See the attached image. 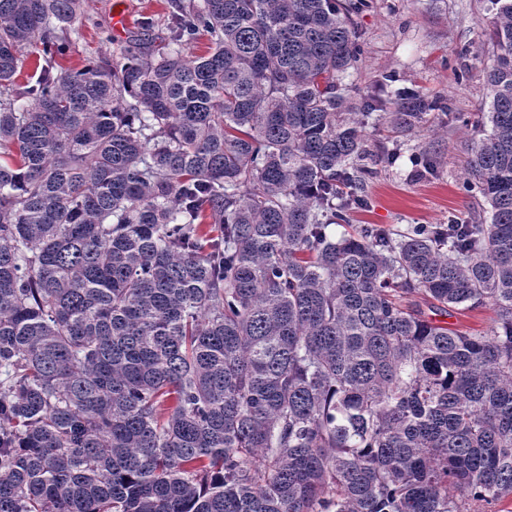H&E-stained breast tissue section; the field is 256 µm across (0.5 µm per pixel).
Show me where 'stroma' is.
<instances>
[{
	"mask_svg": "<svg viewBox=\"0 0 512 512\" xmlns=\"http://www.w3.org/2000/svg\"><path fill=\"white\" fill-rule=\"evenodd\" d=\"M131 24L123 37L112 35L113 0H87V7L69 35L60 72L81 68L102 57L118 58L133 38L162 41L174 0H125ZM490 0H369L354 15L363 54L343 78L352 98L372 94L390 99L393 87H409L439 99L449 115L432 111L411 134L397 133L386 110L374 111L367 128V147L385 155L365 180L366 205L351 215L350 231L361 225L403 230L414 224H445L457 220L483 224L488 212L480 194L464 185L466 160L477 134L475 121L487 100L482 69L496 53L486 36L492 17ZM394 85H383L385 75ZM441 159L437 172L424 169L422 152ZM427 319L469 334H483L495 314L491 307L475 310L426 309Z\"/></svg>",
	"mask_w": 512,
	"mask_h": 512,
	"instance_id": "35a3bbf8",
	"label": "stroma"
}]
</instances>
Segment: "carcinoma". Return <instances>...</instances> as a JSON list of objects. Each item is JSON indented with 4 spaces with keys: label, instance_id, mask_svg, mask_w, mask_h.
I'll use <instances>...</instances> for the list:
<instances>
[{
    "label": "carcinoma",
    "instance_id": "obj_1",
    "mask_svg": "<svg viewBox=\"0 0 512 512\" xmlns=\"http://www.w3.org/2000/svg\"><path fill=\"white\" fill-rule=\"evenodd\" d=\"M491 3L490 131L467 162L489 223L333 238L382 107L342 93L366 0H189L163 47L60 75L56 30L85 0H0V512L512 495V0ZM392 105L401 132L442 108ZM413 295L496 318L468 336ZM39 48V46L29 48L27 53H25L23 67L16 78L18 83L25 84L27 81H31L33 83L38 78L43 64Z\"/></svg>",
    "mask_w": 512,
    "mask_h": 512
}]
</instances>
